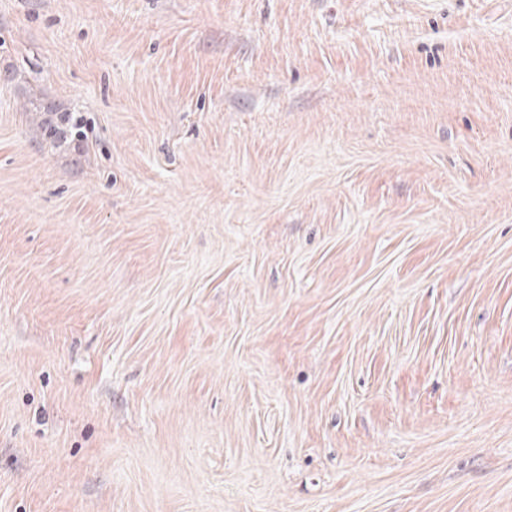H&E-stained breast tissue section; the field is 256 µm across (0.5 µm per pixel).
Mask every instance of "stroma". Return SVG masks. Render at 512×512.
<instances>
[{"mask_svg": "<svg viewBox=\"0 0 512 512\" xmlns=\"http://www.w3.org/2000/svg\"><path fill=\"white\" fill-rule=\"evenodd\" d=\"M0 512H512V0H0Z\"/></svg>", "mask_w": 512, "mask_h": 512, "instance_id": "obj_1", "label": "stroma"}]
</instances>
